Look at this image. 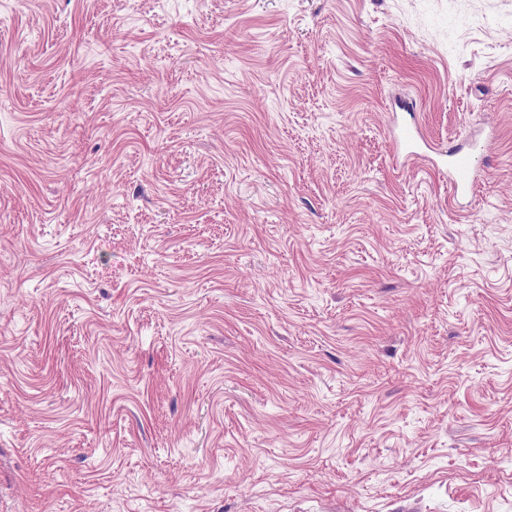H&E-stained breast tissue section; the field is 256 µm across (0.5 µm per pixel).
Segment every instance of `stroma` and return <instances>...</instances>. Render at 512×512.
Masks as SVG:
<instances>
[{"mask_svg":"<svg viewBox=\"0 0 512 512\" xmlns=\"http://www.w3.org/2000/svg\"><path fill=\"white\" fill-rule=\"evenodd\" d=\"M0 512H512V0H0ZM395 142L399 146L400 150L409 159L417 158L419 153V132H414L409 128L401 125L396 128ZM482 147L475 142L470 151H452L448 154L449 181L455 195H464L470 191L478 175L472 156Z\"/></svg>","mask_w":512,"mask_h":512,"instance_id":"35a3bbf8","label":"stroma"}]
</instances>
